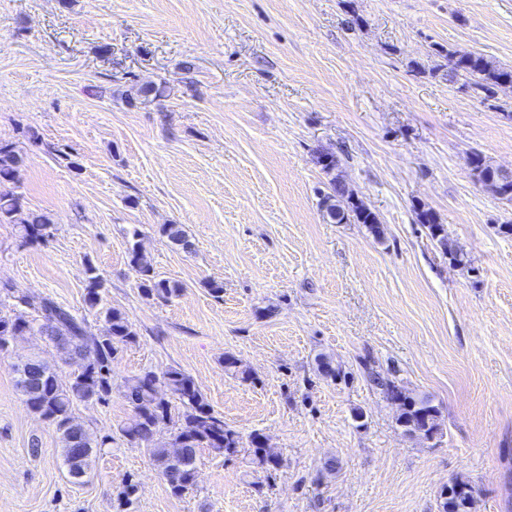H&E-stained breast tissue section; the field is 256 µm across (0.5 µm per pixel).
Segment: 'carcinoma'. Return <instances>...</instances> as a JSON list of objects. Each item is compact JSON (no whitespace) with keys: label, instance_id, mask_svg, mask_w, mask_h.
Returning <instances> with one entry per match:
<instances>
[{"label":"carcinoma","instance_id":"carcinoma-1","mask_svg":"<svg viewBox=\"0 0 512 512\" xmlns=\"http://www.w3.org/2000/svg\"><path fill=\"white\" fill-rule=\"evenodd\" d=\"M448 66L456 74L472 80L471 88L490 97L505 83L512 84V66L503 65L481 54L461 55L446 51ZM20 154L13 146L0 144V180H10L17 172ZM468 165L481 185L501 200L512 202V178L501 179L482 154L473 152ZM331 192L322 198L323 216L337 224L353 220L379 231V220L354 193L330 180ZM19 198L15 194L0 193V222L14 221L19 213ZM420 224L428 230L431 239L448 249V232L430 210L418 212ZM22 239L26 243L39 242L49 236L52 221L43 213L30 212L20 220ZM132 260L142 273L139 288L147 298L169 301L182 288L175 282L156 277L151 260L140 250L132 253ZM85 302L97 308L105 295V280L92 264L85 267ZM105 327L97 335L90 334L85 322L72 315L50 298L44 299L39 317L28 319L25 312L14 309L9 315H0V352L8 346V337L25 332H36L47 337L64 357V361L78 362V371L67 384L59 383L55 369L43 360L32 357L16 367V387L28 407L56 425L60 434L64 462L73 478L85 476L91 469L98 441L88 427L73 416L77 403L103 404L112 396V362L119 351L136 340L124 315L109 308L104 315ZM367 381L381 390L384 397L398 404L397 421L408 435L431 439L441 431L440 411L426 397H415L393 380L383 377L371 367H365ZM125 397L132 406V415L121 427V432L132 441L151 448L155 464L160 468L170 492L183 495L194 484L195 461L202 448L217 454L234 456L242 451L251 457V463L261 469L280 463L279 454L269 446L268 438L260 433L250 437L245 449L239 434L224 424V418L215 414L194 380L178 369H167L159 374L147 371L132 379L126 386ZM172 434V448L152 446L161 427ZM476 489L467 477H457L448 486L447 496L440 503L442 512H475Z\"/></svg>","mask_w":512,"mask_h":512}]
</instances>
